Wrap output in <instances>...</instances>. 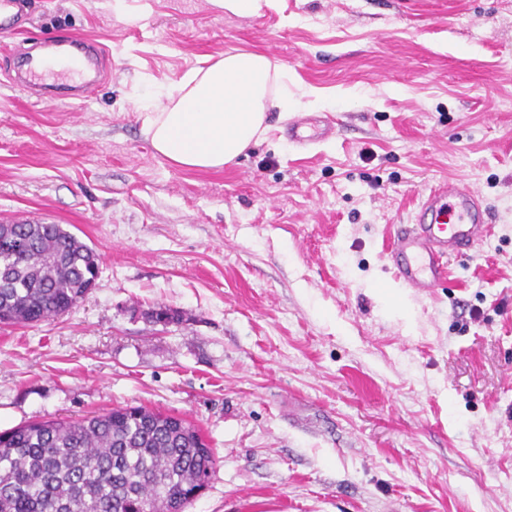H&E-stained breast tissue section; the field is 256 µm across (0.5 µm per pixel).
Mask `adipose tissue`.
I'll return each mask as SVG.
<instances>
[{
    "mask_svg": "<svg viewBox=\"0 0 512 512\" xmlns=\"http://www.w3.org/2000/svg\"><path fill=\"white\" fill-rule=\"evenodd\" d=\"M285 71L266 55L228 52L187 72L147 112L143 132L156 153L199 170L234 163L265 131L271 109H285Z\"/></svg>",
    "mask_w": 512,
    "mask_h": 512,
    "instance_id": "ef3b65f1",
    "label": "adipose tissue"
}]
</instances>
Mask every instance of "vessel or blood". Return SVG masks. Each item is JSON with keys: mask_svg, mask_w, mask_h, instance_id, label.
I'll use <instances>...</instances> for the list:
<instances>
[{"mask_svg": "<svg viewBox=\"0 0 512 512\" xmlns=\"http://www.w3.org/2000/svg\"><path fill=\"white\" fill-rule=\"evenodd\" d=\"M31 10V0H0V35L18 31ZM61 45L72 50L74 59L82 65V78L72 86L69 97L84 100L97 85L106 50L71 36L65 37ZM25 58L27 68L21 86L31 96L44 97L47 83L39 71L40 56L31 48ZM332 131L327 121L302 117L294 121L290 137L306 144ZM490 219L486 203L474 190L448 181L432 188L421 201L413 223L396 227L388 252L395 280L414 293L430 292L446 278L450 258L468 255L486 238Z\"/></svg>", "mask_w": 512, "mask_h": 512, "instance_id": "1", "label": "vessel or blood"}]
</instances>
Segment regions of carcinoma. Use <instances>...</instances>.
<instances>
[{"label":"carcinoma","mask_w":512,"mask_h":512,"mask_svg":"<svg viewBox=\"0 0 512 512\" xmlns=\"http://www.w3.org/2000/svg\"><path fill=\"white\" fill-rule=\"evenodd\" d=\"M100 256L60 224H0V324L71 312ZM215 463L198 428L145 406L0 433V512H179Z\"/></svg>","instance_id":"cac0c4a2"}]
</instances>
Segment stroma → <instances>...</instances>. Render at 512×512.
<instances>
[{
    "label": "stroma",
    "mask_w": 512,
    "mask_h": 512,
    "mask_svg": "<svg viewBox=\"0 0 512 512\" xmlns=\"http://www.w3.org/2000/svg\"><path fill=\"white\" fill-rule=\"evenodd\" d=\"M32 2L0 58L73 34L107 73L78 106L0 70V222L63 225L101 265L72 312L0 326V431L186 418L216 461L184 512H512V0ZM235 50L283 66L288 113L220 170L157 155L140 104ZM303 113L334 134L290 141ZM444 180L492 224L418 295L391 227ZM216 7L231 14L260 15L272 0H210Z\"/></svg>",
    "instance_id": "stroma-1"
}]
</instances>
